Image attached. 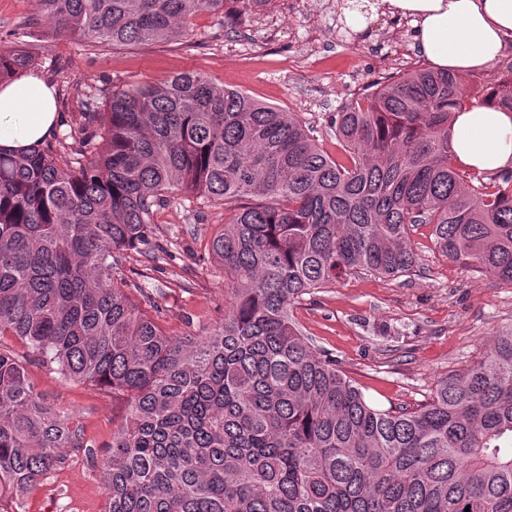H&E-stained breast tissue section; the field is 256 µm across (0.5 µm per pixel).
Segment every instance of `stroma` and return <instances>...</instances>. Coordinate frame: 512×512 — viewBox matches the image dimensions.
<instances>
[{
  "instance_id": "stroma-1",
  "label": "stroma",
  "mask_w": 512,
  "mask_h": 512,
  "mask_svg": "<svg viewBox=\"0 0 512 512\" xmlns=\"http://www.w3.org/2000/svg\"><path fill=\"white\" fill-rule=\"evenodd\" d=\"M340 2L272 0L229 35L203 11L184 40L104 48L31 26L38 0H0V48L34 55V71L55 84L64 133L84 122V91L195 72L297 113L316 128L322 149L339 159L344 150L328 128L330 116L384 77L426 64L413 27L402 18L379 15L370 18L367 37L343 36L336 26ZM223 222V206L174 196L154 216L150 246L123 262L127 280L152 277V288L137 301L171 336H206L224 319V268L209 252ZM411 244L418 255L415 272L350 275L303 295L292 308L319 352L336 359L365 397L383 408L427 400L439 378L481 357L494 336L512 327V284L442 256L430 226L412 230ZM161 247L169 252L163 261L156 258ZM6 344L41 399L69 411L86 441L85 447L64 449L62 464L25 499V512H103L99 462L122 422L120 407L108 391L62 379L16 339Z\"/></svg>"
}]
</instances>
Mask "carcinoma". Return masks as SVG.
<instances>
[{
	"label": "carcinoma",
	"instance_id": "obj_1",
	"mask_svg": "<svg viewBox=\"0 0 512 512\" xmlns=\"http://www.w3.org/2000/svg\"><path fill=\"white\" fill-rule=\"evenodd\" d=\"M51 34L112 47L188 36L206 10L269 0H38ZM0 49V84L33 66ZM415 68L331 119L339 161L296 113L193 72L82 101L85 125L0 152V337L123 404L99 463L104 512H512V329L427 401L379 408L291 317L303 295L358 270L416 267L411 228L442 256L512 283V167L460 171L450 117L512 111V85ZM224 205L210 241L224 320L173 337L120 273L175 193ZM0 345V512L82 448Z\"/></svg>",
	"mask_w": 512,
	"mask_h": 512
}]
</instances>
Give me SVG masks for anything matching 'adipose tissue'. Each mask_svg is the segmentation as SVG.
Returning a JSON list of instances; mask_svg holds the SVG:
<instances>
[{"label": "adipose tissue", "mask_w": 512, "mask_h": 512, "mask_svg": "<svg viewBox=\"0 0 512 512\" xmlns=\"http://www.w3.org/2000/svg\"><path fill=\"white\" fill-rule=\"evenodd\" d=\"M374 7L410 20L420 51L438 71L489 72L512 36V0H375ZM58 123L56 90L41 74L0 86V150L25 152ZM450 126L458 166L495 171L512 164V111L464 108L452 113Z\"/></svg>", "instance_id": "1"}]
</instances>
